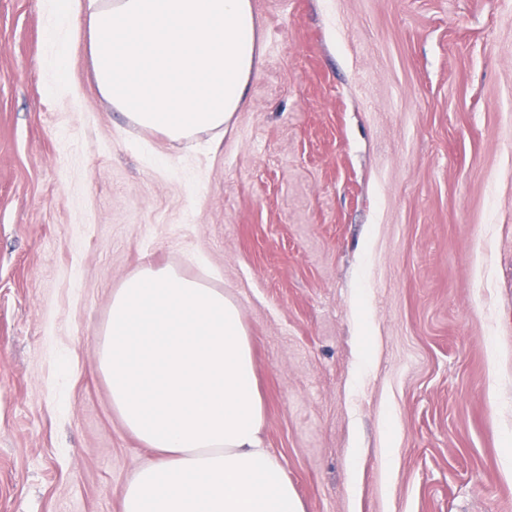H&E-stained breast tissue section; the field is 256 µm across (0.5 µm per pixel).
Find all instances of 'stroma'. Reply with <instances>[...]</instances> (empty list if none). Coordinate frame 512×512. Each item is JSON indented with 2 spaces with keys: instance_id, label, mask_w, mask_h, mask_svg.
<instances>
[{
  "instance_id": "stroma-1",
  "label": "stroma",
  "mask_w": 512,
  "mask_h": 512,
  "mask_svg": "<svg viewBox=\"0 0 512 512\" xmlns=\"http://www.w3.org/2000/svg\"><path fill=\"white\" fill-rule=\"evenodd\" d=\"M251 4L243 106L175 142L0 0V512H122L154 459L98 363L146 265L236 301L305 512H512V0Z\"/></svg>"
}]
</instances>
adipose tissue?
I'll list each match as a JSON object with an SVG mask.
<instances>
[{
  "label": "adipose tissue",
  "mask_w": 512,
  "mask_h": 512,
  "mask_svg": "<svg viewBox=\"0 0 512 512\" xmlns=\"http://www.w3.org/2000/svg\"><path fill=\"white\" fill-rule=\"evenodd\" d=\"M85 15L101 93L131 123L183 141L223 131L255 65L248 0H50L47 38ZM99 367L112 408L157 462L128 482L123 512H304L260 433L252 343L223 289L143 266L112 293Z\"/></svg>",
  "instance_id": "adipose-tissue-1"
}]
</instances>
